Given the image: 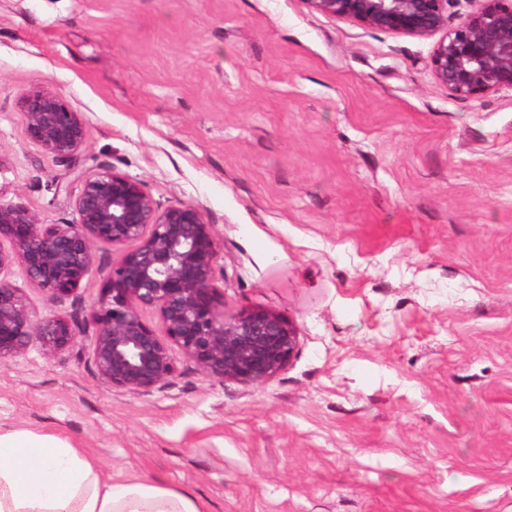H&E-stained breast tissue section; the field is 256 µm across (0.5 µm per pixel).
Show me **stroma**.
<instances>
[{
	"mask_svg": "<svg viewBox=\"0 0 512 512\" xmlns=\"http://www.w3.org/2000/svg\"><path fill=\"white\" fill-rule=\"evenodd\" d=\"M434 41L306 0H0V203L75 224L84 174L112 169L222 246L224 312L299 330L262 384L103 386L74 296L12 268L77 341L0 367V430L54 434L105 475L185 492L204 512H512V92L436 82ZM60 96L88 126L68 163L22 104Z\"/></svg>",
	"mask_w": 512,
	"mask_h": 512,
	"instance_id": "1",
	"label": "stroma"
}]
</instances>
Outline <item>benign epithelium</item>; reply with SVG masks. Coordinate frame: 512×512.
Listing matches in <instances>:
<instances>
[{"instance_id": "obj_1", "label": "benign epithelium", "mask_w": 512, "mask_h": 512, "mask_svg": "<svg viewBox=\"0 0 512 512\" xmlns=\"http://www.w3.org/2000/svg\"><path fill=\"white\" fill-rule=\"evenodd\" d=\"M311 10L364 27L418 38L439 36L432 56L435 80L459 98L512 91V5L483 7L448 27L454 0H306ZM32 141L58 160L84 144L87 125L55 93L29 96L23 112ZM77 224H42L23 204H0V366L32 343L54 357L76 341L74 322L37 316L22 291L2 274L20 267L53 300L79 289L95 269L96 248L121 250L87 318L99 380L109 389L148 396L172 384L171 348L208 376L262 384L283 371L299 345L295 325L263 309L224 315L214 279L220 237L193 204L163 209L140 181L114 170L83 176L75 200ZM135 247L126 250L124 246ZM158 314L161 330L142 318Z\"/></svg>"}]
</instances>
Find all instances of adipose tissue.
Returning a JSON list of instances; mask_svg holds the SVG:
<instances>
[{
	"label": "adipose tissue",
	"mask_w": 512,
	"mask_h": 512,
	"mask_svg": "<svg viewBox=\"0 0 512 512\" xmlns=\"http://www.w3.org/2000/svg\"><path fill=\"white\" fill-rule=\"evenodd\" d=\"M0 512H201L193 497L105 477L82 449L52 434L0 431Z\"/></svg>",
	"instance_id": "ef3b65f1"
}]
</instances>
